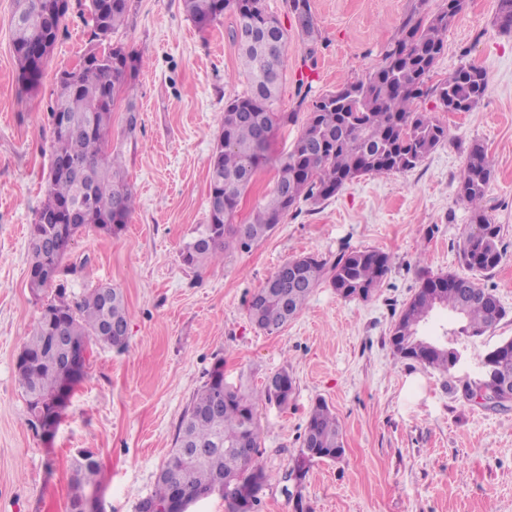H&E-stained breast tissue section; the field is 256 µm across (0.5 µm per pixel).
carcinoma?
I'll return each mask as SVG.
<instances>
[{
	"label": "carcinoma",
	"instance_id": "carcinoma-1",
	"mask_svg": "<svg viewBox=\"0 0 512 512\" xmlns=\"http://www.w3.org/2000/svg\"><path fill=\"white\" fill-rule=\"evenodd\" d=\"M93 37L107 51L89 59L83 72L62 71L52 112V154L46 200L29 231L30 285L35 291L54 286L42 316L26 337L16 363L34 424L55 430L70 396L86 374L88 345L123 348L127 338L112 328L128 327L130 312L123 293L112 286L86 290L76 297L57 282L59 265L75 236L85 229L108 234L127 223L134 208V191L125 177L122 154L112 149V112L115 102L130 98L131 80L141 61L110 36L125 26L130 0H89ZM68 0H15L11 30L18 79L26 91L35 89L43 66L58 36L59 26L47 23L57 13L64 17ZM183 8L204 30L230 10L237 31L252 33L238 43L240 68L248 90L224 104L221 135L210 161L208 223L181 256L184 264L199 267L223 259L230 249L249 250L263 241L276 224L297 208L300 200L315 203L335 196L348 182L369 173H402L416 168L448 138V128L430 112L413 110L415 101L436 96L448 112H469L486 95V73L461 68L436 85L431 73L444 50L448 26L463 8V0H442L432 14H417L404 25V35L387 51L382 65L366 78L346 81L316 100L299 136L286 155H271L279 127L295 113L275 111L286 35L264 0H183ZM295 30L306 41L316 36L309 0H291ZM496 25L512 30V0H499ZM68 115L71 129H59L57 116ZM81 164L75 176L69 163ZM276 166V181L266 201L250 222L233 224V206L263 166ZM493 175L484 145L471 143L459 187V199L469 205L472 224L460 246L459 259L469 271L487 273L501 261L498 226L490 223L483 202ZM389 269V256L378 250L352 251L332 265L307 255L284 262L270 280H281L275 291L259 288L248 304L251 322L267 334L279 332L297 316L314 288L328 278L336 292L354 297L375 291ZM491 291L475 278L456 273L428 274L395 322L390 342L396 354L426 368L449 373L460 364V350L446 341L419 334L432 313L446 308L463 319L459 333L481 336L505 317ZM512 375V339L488 352L476 379H459L466 395L499 374ZM293 378L287 369L275 373V382L246 389L224 381L219 359L186 406L179 422L175 448L162 468L154 494L138 512H154L180 492L190 502L195 491L217 475L243 487L263 489L271 479L259 462L261 426L259 404L288 403ZM344 454L342 428L328 404L312 407L292 473L302 487L309 464L317 459H338ZM100 462L82 450L72 465L71 512H83L89 487L98 486ZM228 512H257L260 497L246 502L224 499Z\"/></svg>",
	"mask_w": 512,
	"mask_h": 512
}]
</instances>
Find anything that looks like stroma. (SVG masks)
<instances>
[{"label": "stroma", "mask_w": 512, "mask_h": 512, "mask_svg": "<svg viewBox=\"0 0 512 512\" xmlns=\"http://www.w3.org/2000/svg\"><path fill=\"white\" fill-rule=\"evenodd\" d=\"M318 34L304 43L289 0H264L288 33L276 111L295 120L280 130L273 155L288 151L313 102L344 80L380 65L418 10L440 0H309ZM498 0H464L445 34L432 74L483 69L489 90L468 112L419 100L448 138L416 168L354 179L336 196L300 202L250 251L222 261L183 264L181 251L208 221L209 164L228 98L243 94L238 47L225 13L197 28L182 0H132L114 40L142 60L132 82L137 128L125 134L116 104L112 142L120 146L137 195L124 228L77 235L63 263L76 267L74 293L101 284L121 289L130 311L128 344L90 343L86 375L52 440L31 422L16 359L38 324L46 294L30 288L28 228L46 199L52 145L48 112L59 72L88 50L89 0H69L40 85L17 82L11 40L14 0H0V512H70L71 460L94 452L101 464V512H137L152 495L175 443L181 415L216 361L228 382L259 387L288 368L287 405H260V461L271 476L260 512H512V410L468 399L458 380L477 378L479 360L512 338V31L495 23ZM480 141L493 162L486 213L500 227L498 267L482 276L507 315L479 337H456L466 360L442 373L398 357L390 336L421 285L422 271L462 273L458 244L470 222L457 199L465 149ZM376 249L391 266L369 300L345 299L329 283L280 332L250 321L254 292L283 262L314 254ZM336 413L345 453L314 462L303 484L288 474L312 406Z\"/></svg>", "instance_id": "35a3bbf8"}]
</instances>
